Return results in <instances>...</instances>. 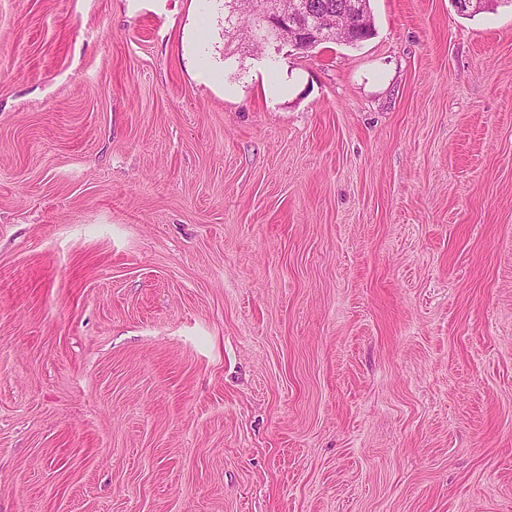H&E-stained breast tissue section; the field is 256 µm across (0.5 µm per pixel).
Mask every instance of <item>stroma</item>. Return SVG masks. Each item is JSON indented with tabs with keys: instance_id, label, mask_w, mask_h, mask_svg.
Here are the masks:
<instances>
[{
	"instance_id": "stroma-1",
	"label": "stroma",
	"mask_w": 512,
	"mask_h": 512,
	"mask_svg": "<svg viewBox=\"0 0 512 512\" xmlns=\"http://www.w3.org/2000/svg\"><path fill=\"white\" fill-rule=\"evenodd\" d=\"M0 0V512H512V7ZM302 2H306L304 5H306L311 12L317 15V13L322 11H344L347 9L353 10L351 12V15L356 17L355 9H358L357 15L358 18H361V21H363L364 25L362 29H356L354 31H351L348 33L345 37L336 39V35H332V37H329L327 35H317L315 32H324V33H331L336 31L339 32L341 28L336 25H334L332 22L327 20L325 23V26L321 25V21H318V27L319 29L315 32H312L308 34L307 39H309V42L306 43L305 48L302 50V52H307L310 49L316 48L317 46L328 43V42H339L341 44L349 45V46H355L359 43L367 40L371 37L373 34V18L371 14V7H370V0H298ZM301 13L302 10L298 5H296L293 15L281 14L277 6L273 5L270 10L261 14L257 27L260 31L255 36V43L273 47L275 52H280L283 47H290L292 50L299 51L301 45L295 36L300 32V28L296 24V17L300 16Z\"/></svg>"
}]
</instances>
